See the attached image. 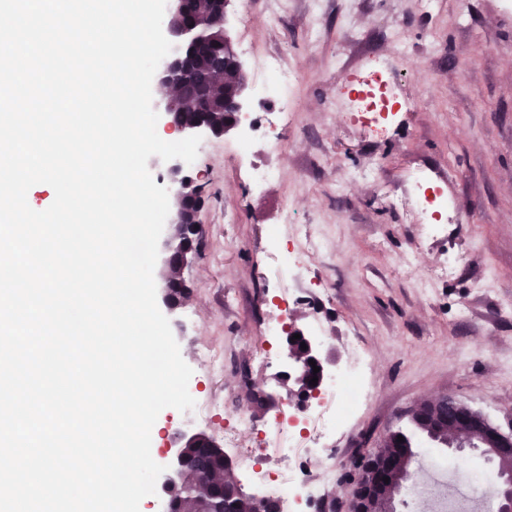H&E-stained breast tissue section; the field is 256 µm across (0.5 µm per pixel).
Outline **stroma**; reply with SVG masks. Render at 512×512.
Masks as SVG:
<instances>
[{
    "label": "stroma",
    "mask_w": 512,
    "mask_h": 512,
    "mask_svg": "<svg viewBox=\"0 0 512 512\" xmlns=\"http://www.w3.org/2000/svg\"><path fill=\"white\" fill-rule=\"evenodd\" d=\"M309 0H234L225 19L248 76L246 109L260 125L241 136H203L188 174L203 190L199 253L184 277L191 296L170 314L193 374L195 418L173 408L151 430L152 457L178 430L216 439L236 433L233 475L262 496L264 474L283 469V449L309 451L319 426L278 428L267 408L254 428L238 416L253 389L280 395L288 369L284 332L321 321L323 354L344 365L359 345L368 396L341 428L343 456L327 512H346L353 463L393 431L411 432V411L448 394L512 426V6L506 0H326L311 21ZM291 64L290 91L262 75L271 57ZM386 64L395 105L382 127L360 123L339 103ZM251 149L239 155L241 140ZM382 160L377 180L358 173ZM274 176L257 182L256 169ZM429 173L452 205L426 235L393 205L407 176ZM309 225L319 247L299 268L293 231L270 236L284 211ZM415 255V266L404 259ZM455 262L447 279L432 271ZM429 282H421V275ZM483 288H474L475 280ZM223 349L224 368L201 352ZM269 353L253 362L255 352Z\"/></svg>",
    "instance_id": "stroma-1"
}]
</instances>
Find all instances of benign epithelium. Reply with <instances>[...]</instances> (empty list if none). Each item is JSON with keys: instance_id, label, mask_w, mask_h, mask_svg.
<instances>
[{"instance_id": "benign-epithelium-1", "label": "benign epithelium", "mask_w": 512, "mask_h": 512, "mask_svg": "<svg viewBox=\"0 0 512 512\" xmlns=\"http://www.w3.org/2000/svg\"><path fill=\"white\" fill-rule=\"evenodd\" d=\"M206 11H194L191 0H167L162 27L173 50L160 63L159 82L177 90L176 95L160 101L162 112L159 123L166 132L182 138L195 134L222 137L239 128L244 118L243 101L248 89V77L234 50L232 37L224 25V18L233 0H208ZM187 163L180 159L167 162V173L173 189L175 207L165 222L162 247L165 252L159 271L163 300L175 310L182 301L176 291L187 287L183 272L197 254L198 243L187 241L188 231L197 229V214L204 200L199 189L183 175ZM301 335L294 341L292 336ZM305 343L306 349L297 351L294 345ZM286 343L289 347V392L308 402L318 398L328 378L329 361L322 354V343L303 330L288 326ZM315 361L320 370L311 374ZM318 382L310 384L311 378ZM427 412L438 422L448 421V415L461 416L463 422L477 433V437H448V447L457 452L476 450L491 461L500 462L504 455L512 456V433L503 432L481 412L472 409L448 394L427 400V407H416ZM216 439L205 431L178 430L171 437L168 468L163 475L162 488L168 496L166 512H178L176 496L195 492L208 496L207 508L202 512H232L230 499L222 493L207 489L216 483L218 473L206 455L197 459V469L208 479V484L188 481L191 451L195 448H217ZM409 457L400 460L377 453L363 460L352 477L353 492L348 512H373V505L387 485L402 486L403 471ZM501 480L497 490V512H512V469L498 467Z\"/></svg>"}]
</instances>
